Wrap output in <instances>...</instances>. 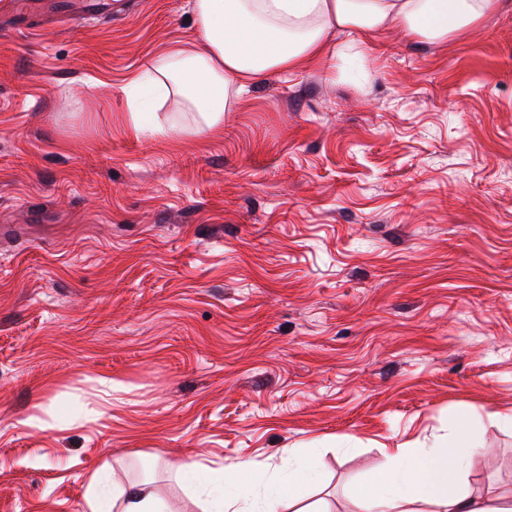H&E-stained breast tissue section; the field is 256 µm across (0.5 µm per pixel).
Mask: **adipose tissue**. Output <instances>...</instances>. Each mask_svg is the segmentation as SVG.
Here are the masks:
<instances>
[{
    "instance_id": "1",
    "label": "adipose tissue",
    "mask_w": 512,
    "mask_h": 512,
    "mask_svg": "<svg viewBox=\"0 0 512 512\" xmlns=\"http://www.w3.org/2000/svg\"><path fill=\"white\" fill-rule=\"evenodd\" d=\"M501 7L502 0H194L197 41L171 44L149 67L162 95L175 87L191 91L200 128L210 132L258 76L289 74L305 64L335 67L340 34H358L370 49L389 30L441 43L485 24ZM478 451V439L463 429L428 448L395 449L380 479L360 491L361 512H422L425 503L438 512H505L499 495L473 493L464 483ZM280 455L296 467L271 484L258 483L247 463L227 472L193 461L181 471L197 483L207 512H277L284 494L318 477L297 449H281ZM103 479L100 468L89 478L90 512H106L112 503L119 512H171L164 497L117 481L104 494Z\"/></svg>"
}]
</instances>
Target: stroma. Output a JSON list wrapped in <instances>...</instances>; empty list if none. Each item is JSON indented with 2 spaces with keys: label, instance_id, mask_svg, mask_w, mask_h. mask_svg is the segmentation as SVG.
Segmentation results:
<instances>
[{
  "label": "stroma",
  "instance_id": "35a3bbf8",
  "mask_svg": "<svg viewBox=\"0 0 512 512\" xmlns=\"http://www.w3.org/2000/svg\"><path fill=\"white\" fill-rule=\"evenodd\" d=\"M8 2L0 512H88L104 464L201 512L177 464L262 474L292 447L321 475L305 500L360 512L385 449L458 428L470 490L512 495V8L258 79L201 133L126 92L193 39L191 0Z\"/></svg>",
  "mask_w": 512,
  "mask_h": 512
}]
</instances>
